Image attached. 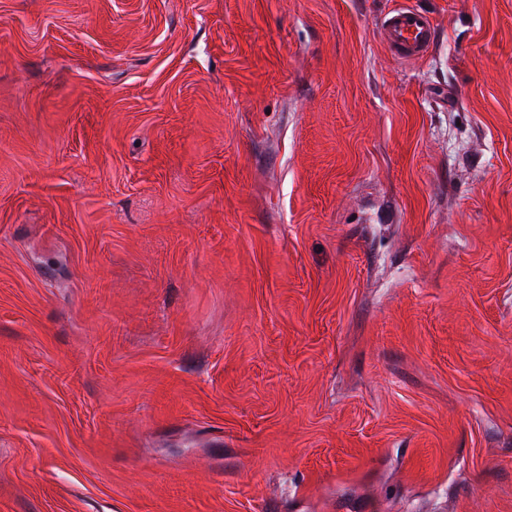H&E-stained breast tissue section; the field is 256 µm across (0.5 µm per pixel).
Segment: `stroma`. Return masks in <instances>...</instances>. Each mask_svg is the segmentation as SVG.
Segmentation results:
<instances>
[{
	"instance_id": "1",
	"label": "stroma",
	"mask_w": 512,
	"mask_h": 512,
	"mask_svg": "<svg viewBox=\"0 0 512 512\" xmlns=\"http://www.w3.org/2000/svg\"><path fill=\"white\" fill-rule=\"evenodd\" d=\"M0 512H512V0H0ZM379 36L399 60H422L434 47L437 28L430 13L400 4L381 18Z\"/></svg>"
}]
</instances>
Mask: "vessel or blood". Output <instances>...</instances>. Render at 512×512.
<instances>
[{"label": "vessel or blood", "instance_id": "obj_1", "mask_svg": "<svg viewBox=\"0 0 512 512\" xmlns=\"http://www.w3.org/2000/svg\"><path fill=\"white\" fill-rule=\"evenodd\" d=\"M379 36L397 59L421 60L434 47L437 28L430 13L401 4L384 14Z\"/></svg>", "mask_w": 512, "mask_h": 512}]
</instances>
